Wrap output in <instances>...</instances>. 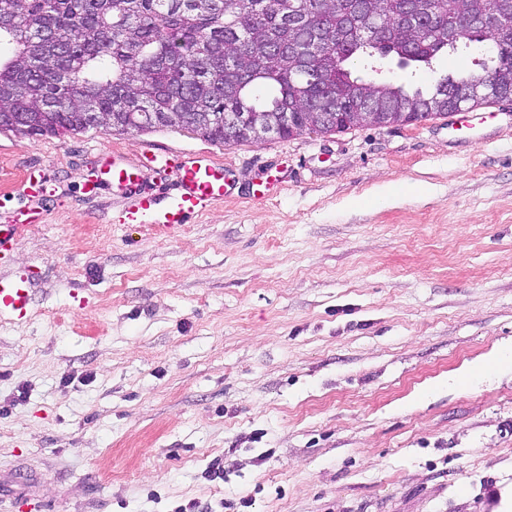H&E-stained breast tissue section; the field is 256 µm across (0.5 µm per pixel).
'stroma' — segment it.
<instances>
[{"mask_svg": "<svg viewBox=\"0 0 512 512\" xmlns=\"http://www.w3.org/2000/svg\"><path fill=\"white\" fill-rule=\"evenodd\" d=\"M432 68L355 76L425 87ZM223 146L185 132L0 134V512H512V104ZM204 155L227 192L166 234L81 192L93 153ZM41 170L48 196L16 186ZM267 184L269 196L254 191ZM250 507H241V499ZM30 283L26 277L0 278V311L9 310L18 320L27 316L30 307Z\"/></svg>", "mask_w": 512, "mask_h": 512, "instance_id": "35a3bbf8", "label": "stroma"}]
</instances>
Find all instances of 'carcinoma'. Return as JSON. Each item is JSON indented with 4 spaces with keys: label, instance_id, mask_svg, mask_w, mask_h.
<instances>
[{
    "label": "carcinoma",
    "instance_id": "carcinoma-1",
    "mask_svg": "<svg viewBox=\"0 0 512 512\" xmlns=\"http://www.w3.org/2000/svg\"><path fill=\"white\" fill-rule=\"evenodd\" d=\"M459 0H0V132L19 136L179 131L224 145L389 127L512 93V36L426 88L352 76L354 56L431 66L457 49L440 25ZM376 43L358 32L373 17ZM274 93L260 98L252 86Z\"/></svg>",
    "mask_w": 512,
    "mask_h": 512
}]
</instances>
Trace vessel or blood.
<instances>
[{
    "mask_svg": "<svg viewBox=\"0 0 512 512\" xmlns=\"http://www.w3.org/2000/svg\"><path fill=\"white\" fill-rule=\"evenodd\" d=\"M95 178L82 186L84 194L94 196L114 186L132 197L130 206L116 218L120 224H145L157 232H171L224 198V169L204 159L178 160L172 190H153L143 185L138 165L98 161ZM30 283L26 277L0 278V310H9L24 319L30 307Z\"/></svg>",
    "mask_w": 512,
    "mask_h": 512,
    "instance_id": "1",
    "label": "vessel or blood"
}]
</instances>
